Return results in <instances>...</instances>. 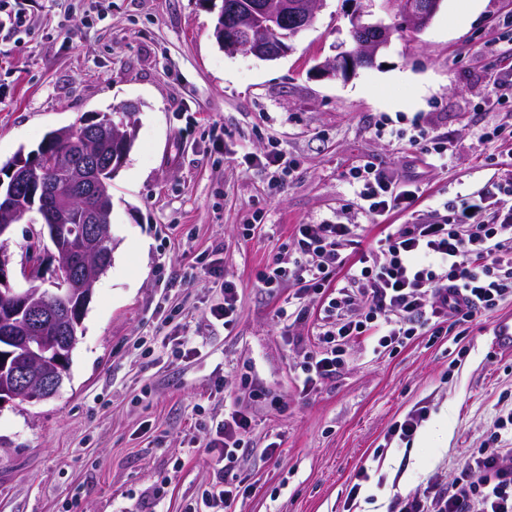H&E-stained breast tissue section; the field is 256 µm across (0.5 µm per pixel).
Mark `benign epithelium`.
Wrapping results in <instances>:
<instances>
[{
  "instance_id": "benign-epithelium-1",
  "label": "benign epithelium",
  "mask_w": 512,
  "mask_h": 512,
  "mask_svg": "<svg viewBox=\"0 0 512 512\" xmlns=\"http://www.w3.org/2000/svg\"><path fill=\"white\" fill-rule=\"evenodd\" d=\"M324 0H243L235 6L233 21H224L219 11L215 38L225 52H243L261 60H275L290 49L294 34L309 29L317 21ZM443 0H388L395 16L416 33L426 30L439 12ZM373 12L361 7L351 14L350 36L358 52L342 51L323 62L318 71L323 77L346 76L358 67L371 65L377 55L392 43L399 25L382 19L370 20ZM101 114L86 115L81 121V162H75L72 152L59 149L52 153L20 152L8 166L0 170V231L5 233L11 225L23 221L30 211L17 204L20 193L34 195L41 188L39 173L47 169L68 171L66 180L55 185L43 199L41 215L43 231L55 246L53 259L56 271L63 272L78 298V305L86 309L93 293V284L106 272L108 265L94 245L99 224H83L75 229L70 225L71 213L81 206L75 193L76 185L92 174L105 173L111 167H123L127 148L136 136L138 123L130 118L108 124L112 139V156L97 150V132ZM15 258L10 252L0 254V296L9 304L0 310V338L16 345H37L41 360H49L53 368L37 371L32 362L9 364L11 355L0 356V363L11 365L12 382L0 389V407L19 398L28 401L55 396L64 380L69 377L66 351L78 342L70 328L57 326L46 320L47 306L37 299L33 287L19 289L8 276Z\"/></svg>"
}]
</instances>
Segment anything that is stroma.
<instances>
[{
  "instance_id": "stroma-1",
  "label": "stroma",
  "mask_w": 512,
  "mask_h": 512,
  "mask_svg": "<svg viewBox=\"0 0 512 512\" xmlns=\"http://www.w3.org/2000/svg\"><path fill=\"white\" fill-rule=\"evenodd\" d=\"M356 7L326 0L288 53L264 61L220 48L207 0H27L29 25L0 53V165L88 113L140 112L112 182V266L69 377L48 400L0 408V512H184L214 475L196 442L233 402L252 420L239 470L252 490L236 512H387L394 493L454 477L512 407V352L491 348L512 300L392 350L347 341L335 379L299 389L321 300L258 281L273 258L293 259L298 225H363L347 249L359 258L390 229L443 221L512 152L505 130L480 138L512 121V0H473L466 14L444 0L425 32L396 34L374 66L320 77ZM415 117L447 157L410 147ZM382 120L401 138L377 134ZM274 154L293 168L278 185L263 168ZM365 163L421 196L361 214L348 179ZM214 268L239 288L230 329L210 314L224 300ZM299 306L307 318H279ZM186 335L199 351L176 355ZM418 411L410 441L389 436Z\"/></svg>"
}]
</instances>
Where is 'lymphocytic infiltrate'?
<instances>
[{
	"instance_id": "obj_1",
	"label": "lymphocytic infiltrate",
	"mask_w": 512,
	"mask_h": 512,
	"mask_svg": "<svg viewBox=\"0 0 512 512\" xmlns=\"http://www.w3.org/2000/svg\"><path fill=\"white\" fill-rule=\"evenodd\" d=\"M349 176L360 184L359 199L368 214L409 207L419 196L413 181L389 179L368 164L353 167ZM497 194L512 196L511 173L481 193L459 196L447 221L403 225L353 262L343 249L358 236L359 225H298L293 267L272 261L259 281L270 290L289 282L322 299L328 319L315 350L300 364L303 391L335 377L342 341L364 336L385 349L425 329L437 336L444 322L473 321L512 297V206L501 207L494 222L481 218L485 198ZM250 428L249 416L233 408L213 419L205 449L214 457L216 474L188 512H232L246 494L235 468ZM511 432L512 409L492 423L487 439L472 449L449 487L429 480L412 493L395 495L388 512H512V448L502 444Z\"/></svg>"
}]
</instances>
